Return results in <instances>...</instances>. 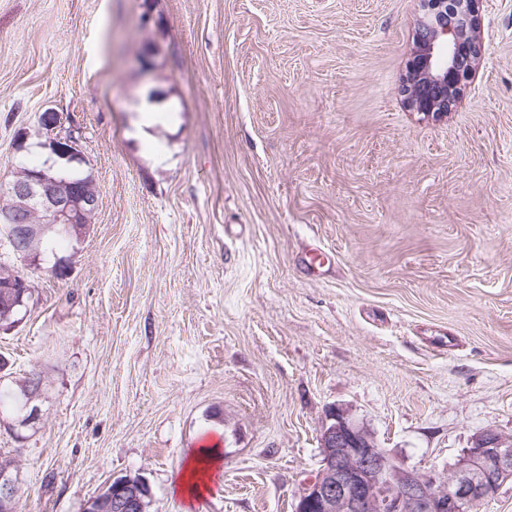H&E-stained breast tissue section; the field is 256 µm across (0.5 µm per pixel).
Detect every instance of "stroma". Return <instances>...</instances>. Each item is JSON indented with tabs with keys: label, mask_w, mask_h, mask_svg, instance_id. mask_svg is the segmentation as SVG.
Listing matches in <instances>:
<instances>
[{
	"label": "stroma",
	"mask_w": 512,
	"mask_h": 512,
	"mask_svg": "<svg viewBox=\"0 0 512 512\" xmlns=\"http://www.w3.org/2000/svg\"><path fill=\"white\" fill-rule=\"evenodd\" d=\"M421 0H0V203L73 134L99 208L24 266L0 389L17 512H84L142 476L149 512H294L345 408L408 467L512 435V0H482L447 116L400 93ZM164 94L145 156L140 91ZM58 112L55 132L42 128ZM214 438L211 492L178 493Z\"/></svg>",
	"instance_id": "obj_1"
}]
</instances>
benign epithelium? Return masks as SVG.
Listing matches in <instances>:
<instances>
[{
	"mask_svg": "<svg viewBox=\"0 0 512 512\" xmlns=\"http://www.w3.org/2000/svg\"><path fill=\"white\" fill-rule=\"evenodd\" d=\"M481 0H424L415 48L403 93L408 108L436 117L447 114L476 71L480 49L474 32ZM8 206L0 210V231L12 255L30 265L33 256L21 240L36 237L42 225L65 231L95 213L99 189L94 180L81 187L34 170L7 188ZM34 212L42 223L29 222ZM320 468L299 495L295 512H465L493 496L512 478V436L482 432L448 470L420 471L396 461L373 434L347 411L336 409L319 437ZM18 482L0 474V505L13 512ZM144 482L124 480L108 504L111 512H149Z\"/></svg>",
	"mask_w": 512,
	"mask_h": 512,
	"instance_id": "obj_1",
	"label": "benign epithelium"
}]
</instances>
